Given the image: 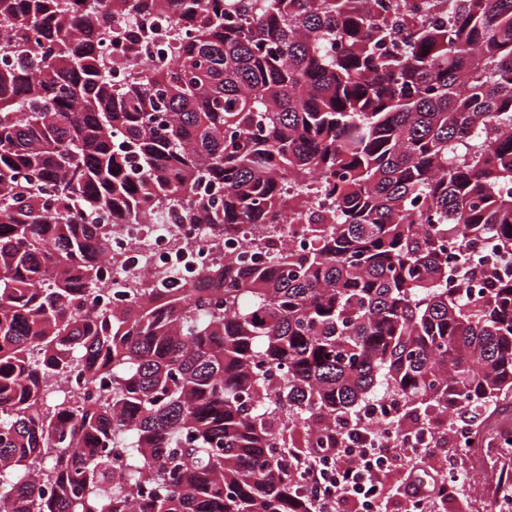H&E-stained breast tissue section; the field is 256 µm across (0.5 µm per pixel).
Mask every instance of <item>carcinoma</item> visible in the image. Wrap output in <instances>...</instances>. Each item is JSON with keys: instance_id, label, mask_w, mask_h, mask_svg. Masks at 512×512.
<instances>
[{"instance_id": "cac0c4a2", "label": "carcinoma", "mask_w": 512, "mask_h": 512, "mask_svg": "<svg viewBox=\"0 0 512 512\" xmlns=\"http://www.w3.org/2000/svg\"><path fill=\"white\" fill-rule=\"evenodd\" d=\"M239 2L0 0V512H313L289 455L379 391L512 394V266L448 253L512 256V0ZM168 211L306 237L92 308L99 215ZM175 28L169 23H155V50L150 63L156 67L168 65L172 61L168 47L175 34Z\"/></svg>"}]
</instances>
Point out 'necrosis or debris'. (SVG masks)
I'll return each mask as SVG.
<instances>
[{
    "label": "necrosis or debris",
    "instance_id": "1",
    "mask_svg": "<svg viewBox=\"0 0 512 512\" xmlns=\"http://www.w3.org/2000/svg\"><path fill=\"white\" fill-rule=\"evenodd\" d=\"M112 227L111 258L102 266L97 305L112 308L125 303L131 289L156 272H163L177 283H199L203 267L223 261L235 253L244 262L270 265L271 257L251 245L257 229L247 234H229L220 224H164L163 235H156L140 224H113L110 215L99 218Z\"/></svg>",
    "mask_w": 512,
    "mask_h": 512
}]
</instances>
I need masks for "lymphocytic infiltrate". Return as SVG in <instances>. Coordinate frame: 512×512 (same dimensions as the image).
Wrapping results in <instances>:
<instances>
[{"label": "lymphocytic infiltrate", "instance_id": "f902f5d3", "mask_svg": "<svg viewBox=\"0 0 512 512\" xmlns=\"http://www.w3.org/2000/svg\"><path fill=\"white\" fill-rule=\"evenodd\" d=\"M416 425L375 436L363 417H349L336 425V445L319 448L304 463L300 476L319 512H386L389 493L384 478L397 472L404 489V512H434L457 497L458 475L440 473L432 481L419 474Z\"/></svg>", "mask_w": 512, "mask_h": 512}]
</instances>
